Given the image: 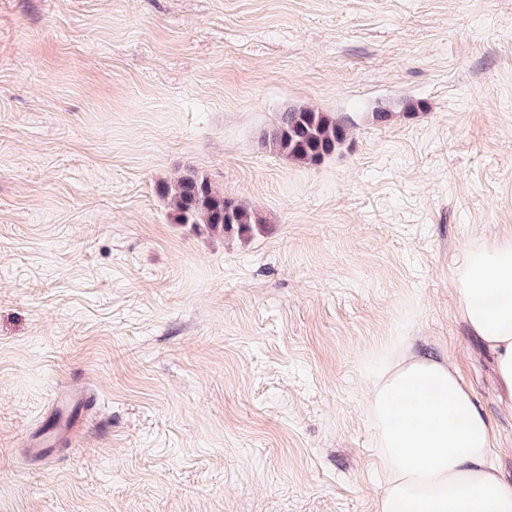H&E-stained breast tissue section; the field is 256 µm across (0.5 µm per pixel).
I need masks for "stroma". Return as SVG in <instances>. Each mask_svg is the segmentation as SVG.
Instances as JSON below:
<instances>
[{"label":"stroma","instance_id":"1","mask_svg":"<svg viewBox=\"0 0 512 512\" xmlns=\"http://www.w3.org/2000/svg\"><path fill=\"white\" fill-rule=\"evenodd\" d=\"M294 106L351 120L319 165L262 142ZM191 170L266 230L174 223ZM511 235L512 0H0V512H374L365 365L398 336L512 481L452 285ZM62 386L91 417L31 466Z\"/></svg>","mask_w":512,"mask_h":512}]
</instances>
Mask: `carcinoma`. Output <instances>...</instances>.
<instances>
[{
  "mask_svg": "<svg viewBox=\"0 0 512 512\" xmlns=\"http://www.w3.org/2000/svg\"><path fill=\"white\" fill-rule=\"evenodd\" d=\"M348 119L306 107L289 108L263 135L270 150L304 165H317L345 141ZM174 222L197 233L224 234L246 241L266 230L267 220L249 204L215 189L209 177L189 172L165 185Z\"/></svg>",
  "mask_w": 512,
  "mask_h": 512,
  "instance_id": "obj_1",
  "label": "carcinoma"
}]
</instances>
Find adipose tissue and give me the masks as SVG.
Wrapping results in <instances>:
<instances>
[{"mask_svg": "<svg viewBox=\"0 0 512 512\" xmlns=\"http://www.w3.org/2000/svg\"><path fill=\"white\" fill-rule=\"evenodd\" d=\"M453 282L471 333L493 353L512 398V238L466 247ZM367 379L385 476L377 512H512V482L491 463L492 423L451 362L399 340L376 355Z\"/></svg>", "mask_w": 512, "mask_h": 512, "instance_id": "1", "label": "adipose tissue"}]
</instances>
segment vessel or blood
Listing matches in <instances>:
<instances>
[{"label": "vessel or blood", "instance_id": "b4317fda", "mask_svg": "<svg viewBox=\"0 0 512 512\" xmlns=\"http://www.w3.org/2000/svg\"><path fill=\"white\" fill-rule=\"evenodd\" d=\"M92 402L93 396L86 390L60 392L52 404L50 426L29 444L30 458L43 466L52 463V445L73 436L79 427L81 411L89 409Z\"/></svg>", "mask_w": 512, "mask_h": 512}]
</instances>
